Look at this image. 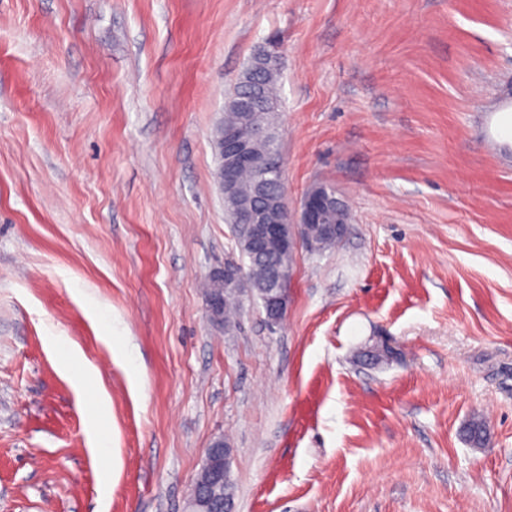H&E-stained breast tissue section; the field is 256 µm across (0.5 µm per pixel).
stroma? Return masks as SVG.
Wrapping results in <instances>:
<instances>
[{
    "mask_svg": "<svg viewBox=\"0 0 512 512\" xmlns=\"http://www.w3.org/2000/svg\"><path fill=\"white\" fill-rule=\"evenodd\" d=\"M270 40L288 204L351 221L227 334L215 132ZM220 436L234 512H512V0H0V512H187Z\"/></svg>",
    "mask_w": 512,
    "mask_h": 512,
    "instance_id": "1",
    "label": "stroma"
}]
</instances>
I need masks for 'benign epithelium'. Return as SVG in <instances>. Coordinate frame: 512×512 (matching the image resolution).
I'll use <instances>...</instances> for the list:
<instances>
[{
	"label": "benign epithelium",
	"mask_w": 512,
	"mask_h": 512,
	"mask_svg": "<svg viewBox=\"0 0 512 512\" xmlns=\"http://www.w3.org/2000/svg\"><path fill=\"white\" fill-rule=\"evenodd\" d=\"M261 85L253 83L237 104L247 109L238 120L224 125V139L220 150L224 166L217 175L221 194L238 200L239 224L235 234L244 242L247 257L267 255L270 261L261 277L256 278L238 262H231L209 273L215 285L205 298L209 320L224 325V286L228 283L249 288L261 302L266 322L270 327L280 325L288 312L291 268L281 257L293 252L299 243L315 246L314 239H341L347 229L348 218L341 202L322 186H312L303 196L299 207L292 211L282 187L263 178L255 180L250 194L238 199L239 174L249 167L257 172L269 169V157L259 154L256 143L268 137L261 107H251ZM232 450L224 438H216L206 450L200 475L189 499V512H234V504L224 498V470L231 463Z\"/></svg>",
	"instance_id": "benign-epithelium-1"
}]
</instances>
